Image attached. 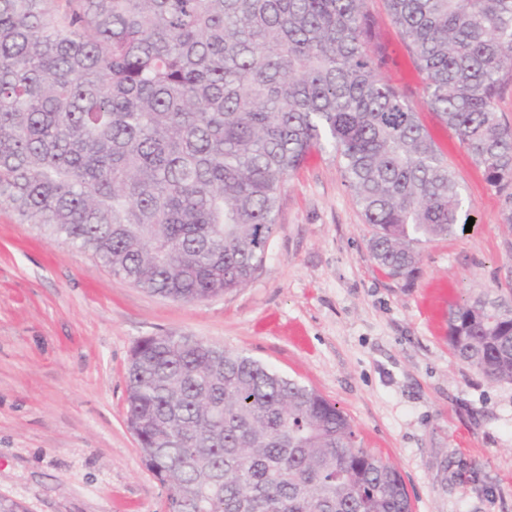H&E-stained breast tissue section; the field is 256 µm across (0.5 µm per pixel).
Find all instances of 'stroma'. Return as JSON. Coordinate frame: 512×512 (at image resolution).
Masks as SVG:
<instances>
[{"label":"stroma","instance_id":"stroma-1","mask_svg":"<svg viewBox=\"0 0 512 512\" xmlns=\"http://www.w3.org/2000/svg\"><path fill=\"white\" fill-rule=\"evenodd\" d=\"M385 78L419 88L381 0ZM421 120L464 196L471 231L421 244L410 285L372 259L331 154L288 175L264 267L245 286L174 302L113 276L0 206V499L26 512H165L125 419L143 337L185 334L259 360L336 403L357 444L400 472L413 512H512V383L448 347V310L482 293L512 305V229L466 148Z\"/></svg>","mask_w":512,"mask_h":512}]
</instances>
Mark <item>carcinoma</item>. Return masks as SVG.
<instances>
[{
	"label": "carcinoma",
	"mask_w": 512,
	"mask_h": 512,
	"mask_svg": "<svg viewBox=\"0 0 512 512\" xmlns=\"http://www.w3.org/2000/svg\"><path fill=\"white\" fill-rule=\"evenodd\" d=\"M0 0V206L136 288L195 303L264 266L286 177L332 152L372 258L410 282L419 245L473 206L423 124L435 114L512 228V0H382L422 76H382L367 0ZM448 346L512 383V310H448ZM126 421L167 512H411L346 414L261 362L145 337Z\"/></svg>",
	"instance_id": "cac0c4a2"
}]
</instances>
